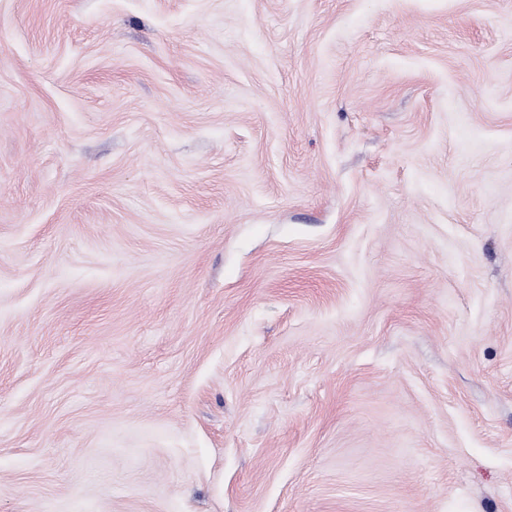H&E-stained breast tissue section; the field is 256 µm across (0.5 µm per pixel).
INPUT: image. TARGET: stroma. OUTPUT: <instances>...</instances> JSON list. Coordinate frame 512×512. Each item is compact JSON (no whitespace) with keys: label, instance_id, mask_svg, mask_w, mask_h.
<instances>
[{"label":"stroma","instance_id":"obj_1","mask_svg":"<svg viewBox=\"0 0 512 512\" xmlns=\"http://www.w3.org/2000/svg\"><path fill=\"white\" fill-rule=\"evenodd\" d=\"M0 512H512V0H0Z\"/></svg>","mask_w":512,"mask_h":512}]
</instances>
